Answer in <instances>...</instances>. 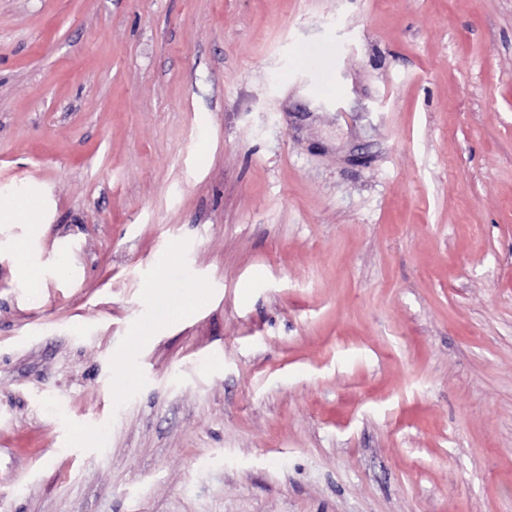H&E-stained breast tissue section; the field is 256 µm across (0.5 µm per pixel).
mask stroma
I'll use <instances>...</instances> for the list:
<instances>
[{
	"instance_id": "1",
	"label": "stroma",
	"mask_w": 512,
	"mask_h": 512,
	"mask_svg": "<svg viewBox=\"0 0 512 512\" xmlns=\"http://www.w3.org/2000/svg\"><path fill=\"white\" fill-rule=\"evenodd\" d=\"M0 204V512H512V0H0Z\"/></svg>"
}]
</instances>
